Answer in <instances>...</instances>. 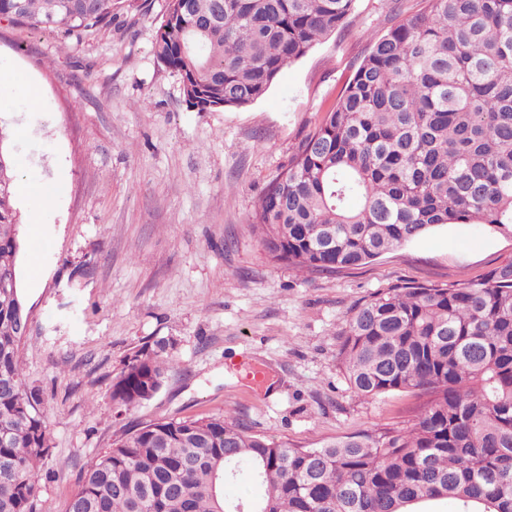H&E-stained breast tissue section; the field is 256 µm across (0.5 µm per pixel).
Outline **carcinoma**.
<instances>
[{
    "label": "carcinoma",
    "instance_id": "obj_1",
    "mask_svg": "<svg viewBox=\"0 0 512 512\" xmlns=\"http://www.w3.org/2000/svg\"><path fill=\"white\" fill-rule=\"evenodd\" d=\"M23 3L17 9V3ZM168 0L153 53L196 112L243 108L341 27L356 0ZM124 0H0V18L82 43ZM0 130V278L17 275L21 223ZM358 198L352 208L350 200ZM270 258L310 273L360 266L448 224L512 229V0H428L371 41L334 107L298 144L249 221ZM21 289L0 288V512H37L51 453L41 391L18 359ZM337 362L352 391L426 397L406 430L307 448L251 434L233 415L169 418L83 466L66 512H512V260L478 280L396 284L353 305ZM172 369L136 352L112 383L142 403ZM262 486L232 504L239 469Z\"/></svg>",
    "mask_w": 512,
    "mask_h": 512
}]
</instances>
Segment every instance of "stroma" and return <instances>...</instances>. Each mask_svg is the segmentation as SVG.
Returning <instances> with one entry per match:
<instances>
[{"instance_id": "obj_1", "label": "stroma", "mask_w": 512, "mask_h": 512, "mask_svg": "<svg viewBox=\"0 0 512 512\" xmlns=\"http://www.w3.org/2000/svg\"><path fill=\"white\" fill-rule=\"evenodd\" d=\"M78 44L0 20V126L11 135L22 220L53 191L19 282L31 311L19 361L44 395L52 455L37 512H66L80 469L134 426L231 413L250 433L315 447L413 425L410 392L356 396L337 362L351 307L394 284L481 278L512 259V232L451 224L327 274L270 260L249 224L267 184L353 76L374 36L427 0H356L343 26L243 108L195 112L152 51L166 0ZM41 93L31 107L23 83ZM173 368L125 409L113 379L146 345ZM265 372L263 384L248 366Z\"/></svg>"}]
</instances>
